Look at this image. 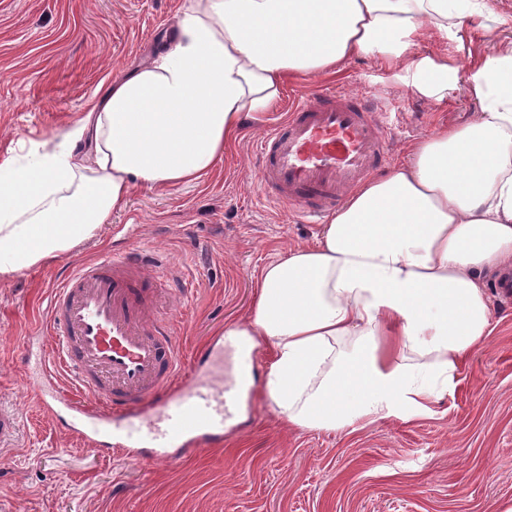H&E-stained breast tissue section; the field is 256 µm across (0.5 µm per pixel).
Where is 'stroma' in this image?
<instances>
[{
  "instance_id": "stroma-1",
  "label": "stroma",
  "mask_w": 512,
  "mask_h": 512,
  "mask_svg": "<svg viewBox=\"0 0 512 512\" xmlns=\"http://www.w3.org/2000/svg\"><path fill=\"white\" fill-rule=\"evenodd\" d=\"M180 0H0V162L73 126L96 93L141 64L176 22ZM512 29L466 23L455 40L425 36L418 55L444 56L463 73ZM328 87L382 104L403 134L390 164L411 145L478 109L461 76L440 98L421 96L405 70L369 56L335 75H297L255 114L224 160L199 181L135 188L99 235L55 262L0 280V403L21 417L13 447L0 450V512H490L512 500V302L486 281L494 309L484 347L462 364L454 387L410 417L352 432L288 424L264 392V347L253 352L254 384L225 421L224 444L178 452L164 464L103 457L42 416L22 355L44 318L52 284L67 269L132 241L160 248L182 273L161 311L178 325L184 358L215 335L245 327L263 265L313 244L319 225L288 220L259 195L255 139L291 100Z\"/></svg>"
}]
</instances>
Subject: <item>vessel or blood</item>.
<instances>
[{
  "mask_svg": "<svg viewBox=\"0 0 512 512\" xmlns=\"http://www.w3.org/2000/svg\"><path fill=\"white\" fill-rule=\"evenodd\" d=\"M397 132L378 102L331 89L294 100L257 146L266 200L307 224L323 223L347 194L387 161ZM173 272L162 253L131 248L73 267L56 284L28 385L51 419L105 457L149 440L151 458L224 438L239 388L224 377V341L183 366L176 328L162 315ZM20 415L0 405V447L14 445Z\"/></svg>",
  "mask_w": 512,
  "mask_h": 512,
  "instance_id": "1",
  "label": "vessel or blood"
}]
</instances>
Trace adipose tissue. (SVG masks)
I'll list each match as a JSON object with an SVG mask.
<instances>
[{
    "label": "adipose tissue",
    "instance_id": "ef3b65f1",
    "mask_svg": "<svg viewBox=\"0 0 512 512\" xmlns=\"http://www.w3.org/2000/svg\"><path fill=\"white\" fill-rule=\"evenodd\" d=\"M475 16L508 22L488 0H183L151 61L40 154L0 165V280L97 237L135 187L215 169L288 76L368 55L442 95L457 67L415 47ZM466 81L474 119L414 145L353 191L315 244L261 269L247 333L275 351L265 392L288 422L336 433L426 409L490 336L483 278L512 262V46Z\"/></svg>",
    "mask_w": 512,
    "mask_h": 512
}]
</instances>
